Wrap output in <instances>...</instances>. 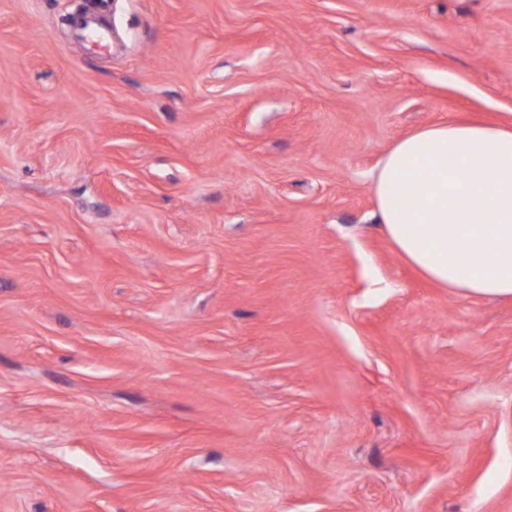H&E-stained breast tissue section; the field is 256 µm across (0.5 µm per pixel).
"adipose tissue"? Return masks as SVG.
<instances>
[{
    "label": "adipose tissue",
    "mask_w": 512,
    "mask_h": 512,
    "mask_svg": "<svg viewBox=\"0 0 512 512\" xmlns=\"http://www.w3.org/2000/svg\"><path fill=\"white\" fill-rule=\"evenodd\" d=\"M417 193L406 194L409 182ZM375 216L426 278L472 298H512V126L424 127L372 177Z\"/></svg>",
    "instance_id": "obj_1"
}]
</instances>
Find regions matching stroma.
Returning a JSON list of instances; mask_svg holds the SVG:
<instances>
[{
    "instance_id": "obj_1",
    "label": "stroma",
    "mask_w": 512,
    "mask_h": 512,
    "mask_svg": "<svg viewBox=\"0 0 512 512\" xmlns=\"http://www.w3.org/2000/svg\"><path fill=\"white\" fill-rule=\"evenodd\" d=\"M87 3L0 0V512H512V300L371 217L512 0ZM110 10V1L100 0L98 10L92 14L79 17L75 21V28L81 39L90 41L95 47H105L110 37V30L101 20Z\"/></svg>"
}]
</instances>
